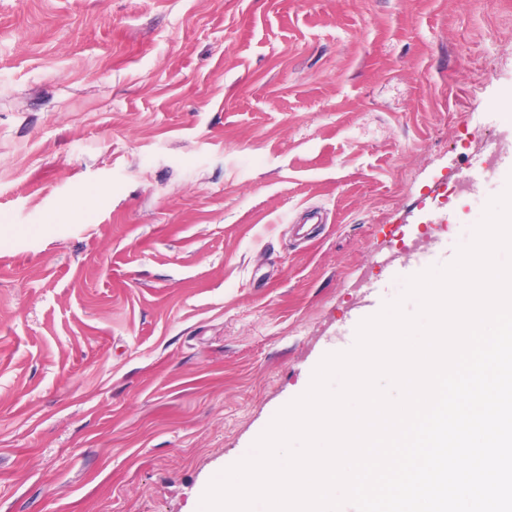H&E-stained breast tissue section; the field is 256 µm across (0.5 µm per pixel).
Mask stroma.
Returning a JSON list of instances; mask_svg holds the SVG:
<instances>
[{
  "label": "stroma",
  "instance_id": "35a3bbf8",
  "mask_svg": "<svg viewBox=\"0 0 512 512\" xmlns=\"http://www.w3.org/2000/svg\"><path fill=\"white\" fill-rule=\"evenodd\" d=\"M512 178V0H0V512H199Z\"/></svg>",
  "mask_w": 512,
  "mask_h": 512
}]
</instances>
